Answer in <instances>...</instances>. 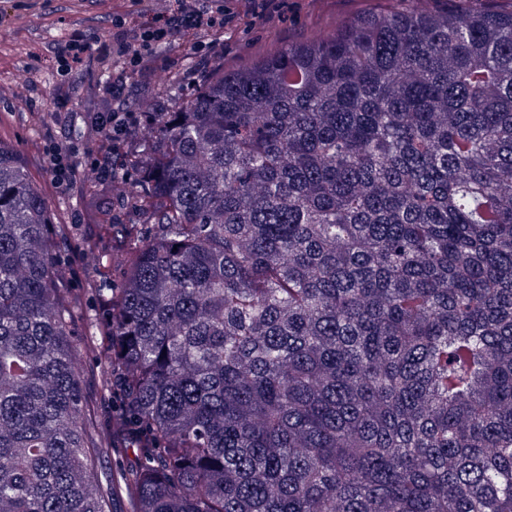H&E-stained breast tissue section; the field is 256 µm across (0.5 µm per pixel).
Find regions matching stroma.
Here are the masks:
<instances>
[{"label":"stroma","instance_id":"obj_1","mask_svg":"<svg viewBox=\"0 0 512 512\" xmlns=\"http://www.w3.org/2000/svg\"><path fill=\"white\" fill-rule=\"evenodd\" d=\"M389 0H313L310 8L287 22L251 29L235 30L220 40L208 56L192 55L180 46L167 48L172 60L165 72L159 73L149 89H141L139 78L130 81L134 98L142 112H167L199 87L204 75L214 65L231 68L277 49L281 44L331 29L363 9H384ZM81 0H71L65 11H36L11 23L0 25V138L12 144L28 166L34 180L60 223L101 224L105 218L98 210L108 185L93 172V160L78 154L75 192L61 191L53 182L46 166V148L51 139L65 137L82 143L85 121L100 111L97 100L61 107L58 97L56 63L43 52V45L61 43L69 37L73 23L81 18ZM59 258H79L82 272L69 283L79 307L75 315L78 333L90 332L89 311L98 297L89 288L93 262L80 257V242L67 237L56 241Z\"/></svg>","mask_w":512,"mask_h":512}]
</instances>
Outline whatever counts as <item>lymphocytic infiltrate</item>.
Instances as JSON below:
<instances>
[{"instance_id": "f902f5d3", "label": "lymphocytic infiltrate", "mask_w": 512, "mask_h": 512, "mask_svg": "<svg viewBox=\"0 0 512 512\" xmlns=\"http://www.w3.org/2000/svg\"><path fill=\"white\" fill-rule=\"evenodd\" d=\"M132 10L112 18L101 36L76 25L69 38L50 45L58 63L60 84L68 100L103 99L105 111L89 122L102 179L114 176L127 159L125 146L139 119L126 95L131 76L149 78L164 68L158 50L179 45L195 49L204 37L220 39L227 29L266 23L282 17L288 0H131Z\"/></svg>"}]
</instances>
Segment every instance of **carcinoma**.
<instances>
[{
	"mask_svg": "<svg viewBox=\"0 0 512 512\" xmlns=\"http://www.w3.org/2000/svg\"><path fill=\"white\" fill-rule=\"evenodd\" d=\"M434 2L214 68L138 224L55 223L0 139V512H512V0ZM56 251L57 256L65 261L70 260L75 255L81 252L80 242L77 238H59L56 240ZM93 261L83 256L81 252L80 266L84 268L81 272L80 277L75 280H71L67 288H70V292L76 296V301L79 311L75 315V329L79 334L88 333L91 331L89 321V309H96V305L99 304V298L94 296L89 286V278L93 270ZM99 365L88 360L83 367L82 388L84 393L96 404V417L100 428L112 434V406L111 399L104 393L99 374Z\"/></svg>",
	"mask_w": 512,
	"mask_h": 512,
	"instance_id": "carcinoma-1",
	"label": "carcinoma"
}]
</instances>
